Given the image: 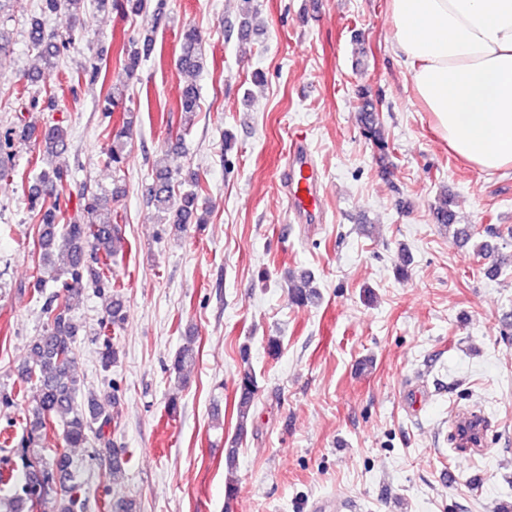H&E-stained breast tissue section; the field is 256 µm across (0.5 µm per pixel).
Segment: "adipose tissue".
<instances>
[{
  "mask_svg": "<svg viewBox=\"0 0 512 512\" xmlns=\"http://www.w3.org/2000/svg\"><path fill=\"white\" fill-rule=\"evenodd\" d=\"M393 49L450 151L512 167V0H390Z\"/></svg>",
  "mask_w": 512,
  "mask_h": 512,
  "instance_id": "1",
  "label": "adipose tissue"
}]
</instances>
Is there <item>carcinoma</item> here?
Listing matches in <instances>:
<instances>
[{"label":"carcinoma","mask_w":512,"mask_h":512,"mask_svg":"<svg viewBox=\"0 0 512 512\" xmlns=\"http://www.w3.org/2000/svg\"><path fill=\"white\" fill-rule=\"evenodd\" d=\"M84 0H44L43 9H61L78 12ZM113 8L123 15L142 16L153 11L161 14L162 0H157L155 8H150V0H112ZM74 30L66 33L48 32L42 23L35 20L29 31V43L38 51L46 68L56 67L58 58L74 45ZM153 40H130L123 45L121 54V78L112 84V91L104 98L102 111L112 115L123 107L125 88L138 77L141 62L153 51ZM201 36L194 28L182 34V49L177 60L179 69L187 75H195L203 68ZM181 113L185 123L199 109V92L194 83L183 87L180 97ZM360 121L366 135L377 146L385 147V137L376 112L365 109L360 112ZM132 128L129 113L122 112L121 121L112 125V152L109 161L116 169L124 163L126 139ZM68 131L56 123L41 131L25 124L7 128L0 139V173L6 172L8 164L15 157L18 147L32 141L44 143L47 151L56 161L48 163V168L39 174L40 189L30 196V208L42 226L40 235L39 264L34 276L33 288L40 297H45L43 309L48 314V322L42 334L31 344L30 359L18 370L21 384H31L37 388L35 404L25 415L24 434L19 448L14 450L21 460V467L12 465L9 459L0 463V508L5 512H38L43 502L50 496L56 497V512H78L84 508L77 498L79 488L76 482L78 465L68 452L70 448H99L112 454V441L106 434L112 424V413L96 400L89 403V413H84L76 405V395L80 391L72 371L75 365L73 342L75 329L71 323V299L81 294L85 288L100 291L112 289L109 276L112 257L123 250L124 237L121 234L118 216L105 215L98 220L86 223L71 219L65 220L69 203L56 199L50 205L41 201L42 189H52L63 184L69 176V164L62 160L68 148ZM178 175L167 165V156L155 161L152 182L146 188L148 203L168 215L171 224H204L207 212L198 205V195L189 191L176 193ZM66 254L67 266L60 270L55 267L52 256L55 251ZM56 284L59 291L44 296L48 283ZM311 297L307 281L288 285V299L294 306H304ZM125 321L123 304L120 299L112 300L106 310L103 328H116ZM197 352L188 345L179 349L173 359L172 369L180 374L193 365ZM243 367L235 381V401L237 415V436L247 434L252 421L258 380L255 370L249 364L247 355H242ZM63 423V438L66 449L54 452L48 457L30 455V449L42 448L50 438L55 420Z\"/></svg>","instance_id":"carcinoma-1"}]
</instances>
